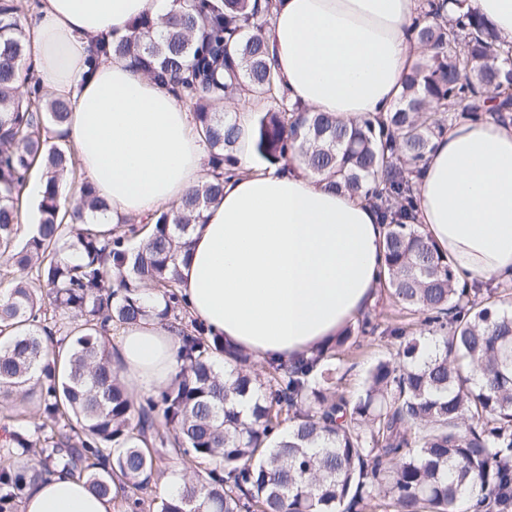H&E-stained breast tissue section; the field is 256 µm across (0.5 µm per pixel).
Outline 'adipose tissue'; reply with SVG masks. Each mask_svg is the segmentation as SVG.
<instances>
[{
  "label": "adipose tissue",
  "mask_w": 512,
  "mask_h": 512,
  "mask_svg": "<svg viewBox=\"0 0 512 512\" xmlns=\"http://www.w3.org/2000/svg\"><path fill=\"white\" fill-rule=\"evenodd\" d=\"M419 6L277 0L264 37L289 100L346 121L389 112L423 52L408 31ZM171 8L172 0H40L28 31L41 83L72 100L67 140L107 205L104 222L178 207L206 178L194 115L171 90L118 57L87 65L96 39ZM253 108L242 98L241 168L191 234L179 292L226 345L289 364L329 347L374 304L386 226L366 201L329 189L302 160L283 169L257 163ZM415 194L417 223L460 277L512 280V123L488 115L449 127L427 153ZM177 348L175 333L152 320L127 328L121 380L168 386ZM21 512H112V503L57 472L29 491Z\"/></svg>",
  "instance_id": "1"
}]
</instances>
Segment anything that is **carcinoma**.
<instances>
[{
	"mask_svg": "<svg viewBox=\"0 0 512 512\" xmlns=\"http://www.w3.org/2000/svg\"><path fill=\"white\" fill-rule=\"evenodd\" d=\"M273 0H173L147 11L128 33L96 44L89 62L116 54L174 90L193 112L210 150L211 179L177 209L143 225L139 244L102 232L88 217L106 208L92 185L61 204L78 158L64 139L71 102L47 97L26 64L19 0H0V256L30 277L0 290V399L38 398V421L0 450V512H15L26 489L61 468L91 492L143 512V494L165 477L164 452L183 469L153 512H512V312L483 284L459 285L448 257L407 220L433 140L448 127L493 114L512 120V43L470 10L441 15L424 0L415 40L431 54L406 76L385 116L344 121L288 105L280 95L263 31ZM247 92L262 103L252 125L255 156L307 167L350 195L372 201L386 221L383 287L421 325L425 338L365 316L363 335L399 341L362 392L331 386L333 361L351 333L267 376L252 356L179 317L180 251L193 226L223 197L224 170L238 163L235 116L218 111ZM36 165L46 177L40 219L17 242L19 197ZM73 319L68 345L54 344L47 306ZM148 318L177 333L179 371L157 397L136 405L119 379L106 339ZM161 411L156 421L155 411Z\"/></svg>",
	"mask_w": 512,
	"mask_h": 512,
	"instance_id": "1",
	"label": "carcinoma"
}]
</instances>
